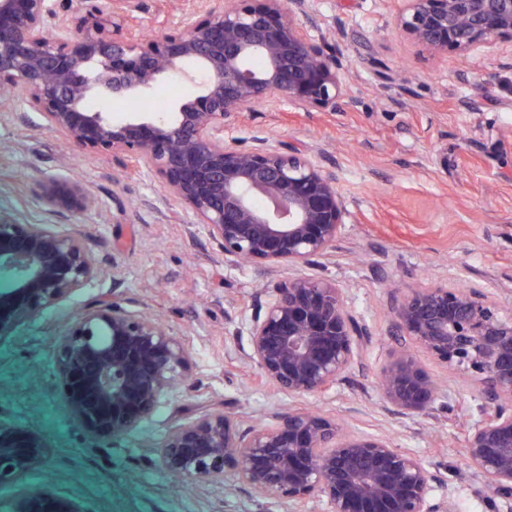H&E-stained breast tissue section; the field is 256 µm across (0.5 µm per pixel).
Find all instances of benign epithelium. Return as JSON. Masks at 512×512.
<instances>
[{
  "label": "benign epithelium",
  "instance_id": "7a95c632",
  "mask_svg": "<svg viewBox=\"0 0 512 512\" xmlns=\"http://www.w3.org/2000/svg\"><path fill=\"white\" fill-rule=\"evenodd\" d=\"M133 2L94 0L72 27L56 20L53 0H0V99L35 106L79 152L129 158L239 266L289 267L328 255L348 216L336 173L264 138L245 147L224 136L228 114L255 105L348 106L347 66L298 22L313 21L311 0H205L175 31L150 37L127 27ZM401 2L395 28L434 56L512 43V0ZM169 77L191 87L169 112L114 122L88 106L93 98L145 96ZM38 200L51 216L99 210L89 186L68 174L46 178ZM4 270L16 280L0 289V340L103 276L78 237L0 213ZM262 292L264 306L247 323V361L290 396L332 390L369 336L344 289L333 279L288 277ZM394 317L401 347L379 372L381 395L403 415L429 413L436 386L416 350L476 385L465 456L512 512V314L472 289L441 284L403 290ZM53 358L64 406L94 438L143 426L189 367L182 337L108 294L57 335ZM41 448L36 431L0 426V486L25 477ZM158 458L186 482L222 483L229 472L251 494L295 512H313L315 503L326 512H456L419 454L304 408L244 431L227 412H204L172 429ZM12 512L76 510L43 488Z\"/></svg>",
  "mask_w": 512,
  "mask_h": 512
}]
</instances>
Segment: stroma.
Wrapping results in <instances>:
<instances>
[{
  "label": "stroma",
  "mask_w": 512,
  "mask_h": 512,
  "mask_svg": "<svg viewBox=\"0 0 512 512\" xmlns=\"http://www.w3.org/2000/svg\"><path fill=\"white\" fill-rule=\"evenodd\" d=\"M138 4L132 22L149 34L173 30L194 6ZM398 7V0L313 2L309 35L347 64L351 106L258 105L226 122V133L244 142L264 137L335 170L349 216L335 249L310 264L235 267L134 164L75 151L28 105L0 101V212L20 224L55 223L79 237L104 271L96 287L0 343V424L35 430L49 449L24 479L0 488V512L32 486L52 488L81 512H286L229 474L220 484L180 487L157 450L174 426L206 409L235 412L245 430L294 407L387 436L421 455L441 488L472 512H506L463 456L476 391L422 357L438 397L428 414L406 416L384 402L376 373L400 344L392 334L394 289L473 288L512 311V44L435 57L395 30ZM60 173L91 188L99 215L53 218L41 209L40 182ZM289 276L336 280L371 335L359 366L326 395L279 393L245 358L244 325L264 303L260 287ZM102 293L160 317L191 351L184 387L142 428L113 439L89 437L71 420L52 357L56 335Z\"/></svg>",
  "instance_id": "35a3bbf8"
}]
</instances>
